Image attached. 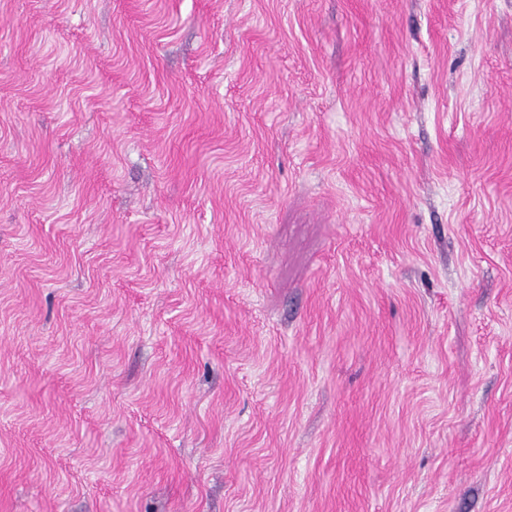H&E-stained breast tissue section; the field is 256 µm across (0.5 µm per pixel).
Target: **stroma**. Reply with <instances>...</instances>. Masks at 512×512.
<instances>
[{
	"label": "stroma",
	"instance_id": "1",
	"mask_svg": "<svg viewBox=\"0 0 512 512\" xmlns=\"http://www.w3.org/2000/svg\"><path fill=\"white\" fill-rule=\"evenodd\" d=\"M0 512H512V0H0Z\"/></svg>",
	"mask_w": 512,
	"mask_h": 512
}]
</instances>
